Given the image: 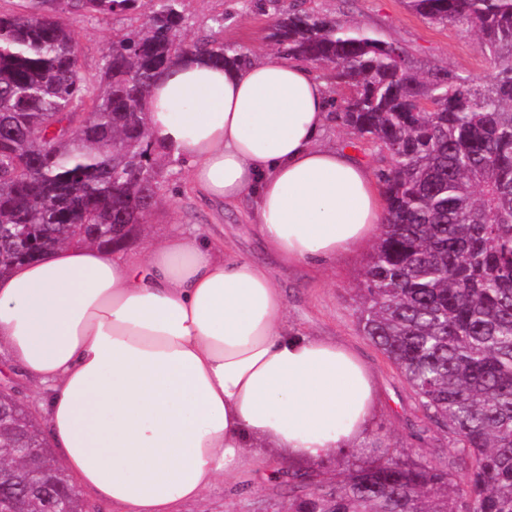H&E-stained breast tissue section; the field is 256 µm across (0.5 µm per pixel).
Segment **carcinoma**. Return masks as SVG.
I'll return each instance as SVG.
<instances>
[{
    "instance_id": "carcinoma-1",
    "label": "carcinoma",
    "mask_w": 512,
    "mask_h": 512,
    "mask_svg": "<svg viewBox=\"0 0 512 512\" xmlns=\"http://www.w3.org/2000/svg\"><path fill=\"white\" fill-rule=\"evenodd\" d=\"M0 12V274L31 249L125 242L159 196L170 153L145 103L187 54L215 65L249 56L224 43L229 15L184 42L185 0H28ZM262 0L276 54L332 68L348 95L343 126L385 153L386 217L358 288L360 332L396 367L424 416L446 430V462L384 450L348 454L336 485L322 461L288 471V512H512V0H406L433 24L465 27L492 63L482 82L419 67L395 40L305 7ZM121 15L97 76H86L67 16ZM78 113L89 117L75 131ZM47 443L0 393V464ZM464 474L453 482L450 470ZM42 484L68 512L85 499L53 454ZM21 512H46L34 491Z\"/></svg>"
}]
</instances>
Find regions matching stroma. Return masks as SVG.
Segmentation results:
<instances>
[{"label":"stroma","instance_id":"stroma-1","mask_svg":"<svg viewBox=\"0 0 512 512\" xmlns=\"http://www.w3.org/2000/svg\"><path fill=\"white\" fill-rule=\"evenodd\" d=\"M313 4L324 15L398 41L422 66L444 65L475 78L483 77L490 69L472 32L463 27L430 24L410 11L404 0H313ZM187 5L185 39H193L205 27L210 14L223 9L236 15L224 28L225 43L256 58L271 54L273 22L257 6H244L242 0H187ZM70 22L83 72L97 75L113 30L125 26L126 18L108 15L86 20L74 16ZM161 185L157 204L126 240L127 251L136 254L145 251L173 224L181 225L188 232L209 224L220 225L215 239L218 248L260 263L271 272L286 300L288 330L336 340L356 352L370 368L376 394L373 419L362 440L363 446L378 442L391 453L416 461L448 459L452 446L447 433L425 418L396 368L359 331L356 289L369 245L344 253L322 268L285 266L267 251L256 234L248 208L204 201L193 188L184 161L165 166ZM0 381L8 383L17 398L32 408L38 423H45L43 388L10 364L2 344ZM260 454L273 460L275 469L257 473L258 490L232 498L219 484L201 502L188 505L187 512H288V471L297 467L298 462L275 448L261 449Z\"/></svg>","mask_w":512,"mask_h":512}]
</instances>
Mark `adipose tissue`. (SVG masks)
Returning a JSON list of instances; mask_svg holds the SVG:
<instances>
[{
  "label": "adipose tissue",
  "mask_w": 512,
  "mask_h": 512,
  "mask_svg": "<svg viewBox=\"0 0 512 512\" xmlns=\"http://www.w3.org/2000/svg\"><path fill=\"white\" fill-rule=\"evenodd\" d=\"M146 110L209 201H251L286 265L328 263L385 221L374 173L321 146L329 88L302 62L176 61ZM171 225L145 256L63 246L0 276V342L46 387L47 433L80 487L117 512H184L254 464L352 448L374 406L364 361L288 332L269 270Z\"/></svg>",
  "instance_id": "ef3b65f1"
}]
</instances>
